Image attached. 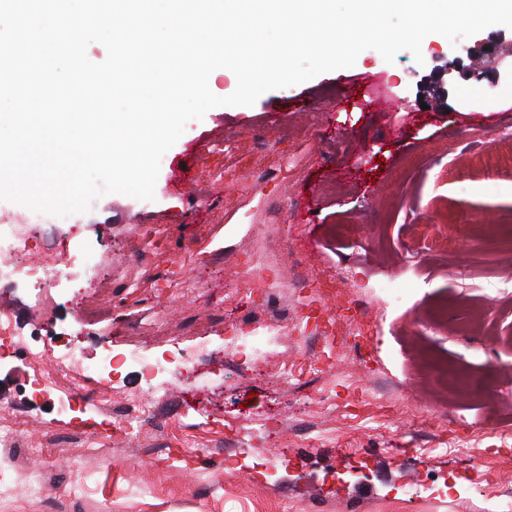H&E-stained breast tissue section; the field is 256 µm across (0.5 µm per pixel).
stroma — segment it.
I'll list each match as a JSON object with an SVG mask.
<instances>
[{
    "instance_id": "35a3bbf8",
    "label": "stroma",
    "mask_w": 512,
    "mask_h": 512,
    "mask_svg": "<svg viewBox=\"0 0 512 512\" xmlns=\"http://www.w3.org/2000/svg\"><path fill=\"white\" fill-rule=\"evenodd\" d=\"M480 44L499 69L469 55ZM421 51L388 63L367 49L254 105L212 108L164 154L154 200L107 194L72 215L78 247L103 271L97 319H76L70 282L5 288L17 333L55 337L56 356L36 372L23 358L0 364V418L25 412L5 451L0 512H33L32 449L64 463L44 476L51 495L88 440L100 460L67 512H495L478 491L512 483V437L485 436L484 394L442 383L424 356L468 363L479 378L512 364V172L483 163L512 133V29L455 44L434 34ZM377 89L396 110L369 111ZM275 199L292 204L279 224ZM343 224L357 236L339 239ZM287 233L314 270L347 266L350 284L332 298L270 285L223 303L237 256ZM187 253L196 287L169 288L171 261ZM359 320L365 334L350 335ZM292 321L304 335L286 338L265 370L246 372L247 348L223 351L239 326ZM105 349L189 356L200 389L165 369L147 386L128 368L108 401L72 398L56 357ZM131 395L150 408L134 438L118 422ZM63 433L73 442L56 447ZM465 433L462 454L430 453Z\"/></svg>"
}]
</instances>
